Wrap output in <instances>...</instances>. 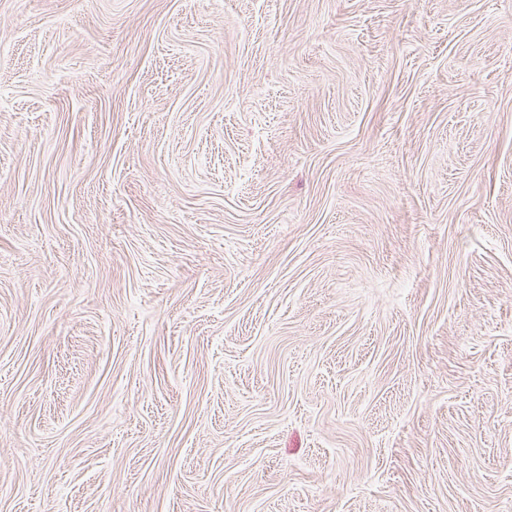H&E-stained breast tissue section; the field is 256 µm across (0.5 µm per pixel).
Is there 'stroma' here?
<instances>
[{"mask_svg":"<svg viewBox=\"0 0 512 512\" xmlns=\"http://www.w3.org/2000/svg\"><path fill=\"white\" fill-rule=\"evenodd\" d=\"M0 512H512V0H0Z\"/></svg>","mask_w":512,"mask_h":512,"instance_id":"35a3bbf8","label":"stroma"}]
</instances>
